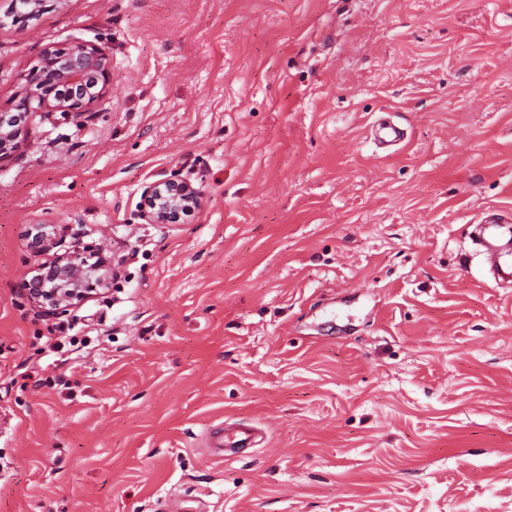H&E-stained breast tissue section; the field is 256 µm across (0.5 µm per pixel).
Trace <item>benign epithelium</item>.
I'll use <instances>...</instances> for the list:
<instances>
[{
    "instance_id": "obj_1",
    "label": "benign epithelium",
    "mask_w": 512,
    "mask_h": 512,
    "mask_svg": "<svg viewBox=\"0 0 512 512\" xmlns=\"http://www.w3.org/2000/svg\"><path fill=\"white\" fill-rule=\"evenodd\" d=\"M26 92L10 108L0 110V163L10 159L23 126L39 112L45 117L60 114L63 119L91 120L112 82L109 54L94 44H77L66 51L49 48L25 74ZM64 92L58 96V88ZM148 224H169L180 214L201 204L190 182L166 179L146 188ZM68 228L40 224L35 227L30 247L49 253L65 242ZM112 260L101 250H78L77 245L34 269L23 284L26 295L47 316L62 314L88 298L112 276Z\"/></svg>"
}]
</instances>
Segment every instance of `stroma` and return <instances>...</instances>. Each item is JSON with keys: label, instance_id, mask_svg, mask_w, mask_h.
<instances>
[{"label": "stroma", "instance_id": "1", "mask_svg": "<svg viewBox=\"0 0 512 512\" xmlns=\"http://www.w3.org/2000/svg\"><path fill=\"white\" fill-rule=\"evenodd\" d=\"M11 10L0 109L49 46L105 47L112 82L0 164V512H512V288L470 241L512 216V0ZM169 178L201 206L145 223ZM38 224L119 279L43 316ZM239 421L264 443L213 454ZM372 136L381 147H392L404 140V132L390 119H379L372 127Z\"/></svg>", "mask_w": 512, "mask_h": 512}]
</instances>
